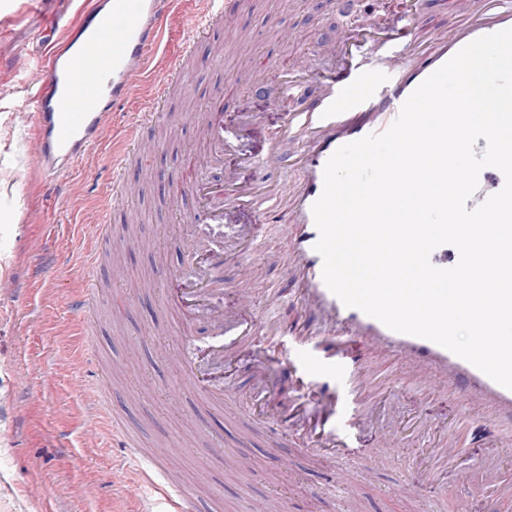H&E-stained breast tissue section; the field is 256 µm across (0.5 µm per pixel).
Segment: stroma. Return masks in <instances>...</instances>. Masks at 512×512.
Instances as JSON below:
<instances>
[{
    "mask_svg": "<svg viewBox=\"0 0 512 512\" xmlns=\"http://www.w3.org/2000/svg\"><path fill=\"white\" fill-rule=\"evenodd\" d=\"M10 2L9 10L0 9V280L16 287H0V512H160L162 503L152 494L140 500L124 494L122 477L112 474L120 451L111 433L88 441L84 417L103 402L146 454L172 459L184 488L201 502L200 512H244L248 504L264 505L273 497L284 500L288 512H338L341 498L324 493L302 428H292L272 455L237 438L255 409L276 408L287 399L286 377L267 369L269 386L259 387L253 351L240 346L215 378L235 402L216 410L169 365L186 338L205 342V323L152 339L146 333L174 321L169 292L178 283L158 282L159 266L186 276L194 269L179 242L178 177L188 152L200 144L195 115L223 98L224 124L234 136L217 174L253 181L246 159L264 157L288 108L302 101L301 93L286 94L282 70L297 71L299 84L314 87L313 75L299 72L304 58L333 72L330 47L340 28L359 34L357 15L337 14L335 0H237L235 16L220 22L214 37L198 41L188 58L190 85L169 101L173 120L148 135L163 146L148 154L145 165H132L129 194L111 218L90 274L84 248L111 181L113 138L105 136L92 158L66 171L59 183H44L32 172L31 115L23 110L33 87L29 66L41 50L37 35L56 40L51 19L73 17L80 0ZM484 3L465 0L462 12L419 15L413 0H363V8L381 13L399 35L360 54L354 72L404 57L402 34L427 40L432 30L481 14ZM282 28L296 29L300 40H281ZM255 218L254 207L225 195V310L317 329V320L302 315L296 303L282 225H269L256 245L258 276H241L242 264L229 249ZM90 275L105 301L86 331L71 297ZM363 357L373 372L368 386L355 391L336 382L345 402L336 411V427L350 431L345 461L357 473L346 494L360 501L362 512H404L387 489L424 467L435 472L416 490L427 512H454L463 499L471 512H512V500H498L496 487L483 478L487 470L512 474V417L475 416L461 401L421 386L395 358L370 348ZM393 427L402 431L398 448L384 467L365 472ZM448 444L458 447L457 457L446 458ZM215 448L223 449V464L212 462ZM275 455L288 465L287 481L271 480Z\"/></svg>",
    "mask_w": 512,
    "mask_h": 512,
    "instance_id": "35a3bbf8",
    "label": "stroma"
}]
</instances>
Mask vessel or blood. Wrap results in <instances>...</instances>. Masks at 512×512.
<instances>
[{
	"label": "vessel or blood",
	"mask_w": 512,
	"mask_h": 512,
	"mask_svg": "<svg viewBox=\"0 0 512 512\" xmlns=\"http://www.w3.org/2000/svg\"><path fill=\"white\" fill-rule=\"evenodd\" d=\"M205 2L206 10L191 22L189 40L215 34L216 22L228 12L224 0ZM170 5L171 0H83L76 17L64 26L61 38L44 43L35 68L37 91L26 108L33 115V168L45 181H57L76 161L100 146L107 130L117 125L116 110L129 99L133 83L144 72L149 57L165 51ZM509 28L512 6L504 0H489L487 16L471 19L456 31L435 33L433 50L389 62L381 92L371 90L378 78L374 71L320 85L318 94L302 110L288 114L261 161L265 167H300L303 182L296 186L284 180L270 185L260 178L234 190L239 202L266 196L288 200L286 209L261 213L260 221L281 224L288 230L287 260L299 282L298 303L305 313L316 316L322 330L296 341L292 348L278 351L269 362L292 381L296 397L290 400L289 408L296 416L305 417L306 446L326 466H334L347 446L345 437L336 431L340 399L335 387L327 382L318 381L310 387L306 379L325 371L358 384L367 371L357 353L362 345L398 358L415 370L422 383L445 395H463L472 413L512 409V390L466 360L431 340L393 331L360 309L346 306L333 294L322 277L323 259L315 249L319 232L312 214V206L323 190L325 165L339 147L386 131L410 94L460 49L479 37ZM184 73L181 59L169 60L165 76L142 105L146 118L159 115L176 88L174 76ZM222 110L220 102H212L200 118L213 152L224 144ZM120 128L123 149L112 156V182L103 206L107 212L125 193L123 173L140 146L144 123L139 120ZM296 141L300 149L287 151V144ZM504 184L500 170L484 168L467 208L478 206ZM187 195L192 205L185 222L223 225V181L201 173L189 182ZM223 276L224 249L217 246L209 251L195 280L171 295L180 315L192 318L200 309H208L210 361L219 368L224 365L225 335L248 336L256 328L271 336L288 333L287 328L268 318L251 327L226 315L216 302ZM180 375L208 401L223 404L222 394L213 391L208 379L197 375L194 353L182 355ZM287 424V419L274 412L263 414L257 422L269 444L278 442L279 430ZM116 445L122 450L129 485L140 492H156L167 503L168 512H198L197 500L171 478L164 459L147 455L137 441L123 434L117 436Z\"/></svg>",
	"instance_id": "vessel-or-blood-1"
}]
</instances>
